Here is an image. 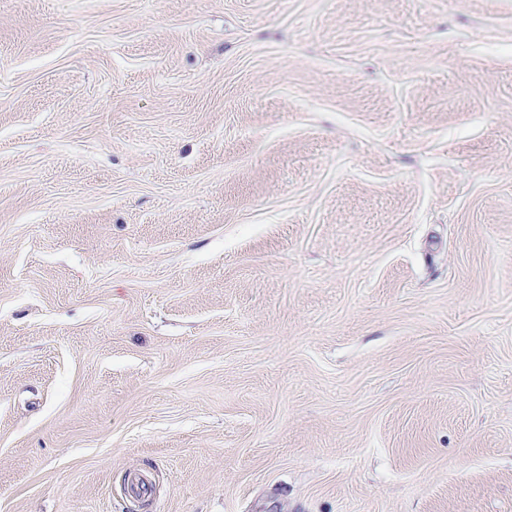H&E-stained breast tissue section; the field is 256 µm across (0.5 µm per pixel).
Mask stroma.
Returning <instances> with one entry per match:
<instances>
[{
	"instance_id": "35a3bbf8",
	"label": "stroma",
	"mask_w": 512,
	"mask_h": 512,
	"mask_svg": "<svg viewBox=\"0 0 512 512\" xmlns=\"http://www.w3.org/2000/svg\"><path fill=\"white\" fill-rule=\"evenodd\" d=\"M0 512H512V0H0Z\"/></svg>"
}]
</instances>
